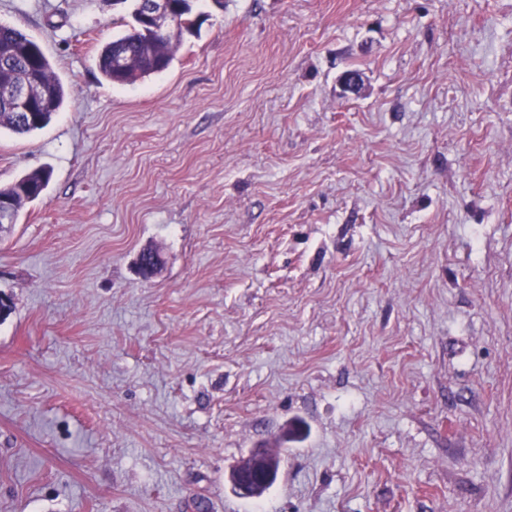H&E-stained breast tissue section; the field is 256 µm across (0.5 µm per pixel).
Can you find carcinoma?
Returning <instances> with one entry per match:
<instances>
[{"mask_svg":"<svg viewBox=\"0 0 512 512\" xmlns=\"http://www.w3.org/2000/svg\"><path fill=\"white\" fill-rule=\"evenodd\" d=\"M173 3L180 18L177 32L157 34L131 24L103 47L98 64L107 80L124 84L168 69L174 57V41L182 29L194 25L190 19V0ZM23 82L42 88L45 95L39 96V116L33 122L19 119L9 104L0 99V128L16 134H29L46 126L64 104L66 91L41 45L19 28L0 25V86ZM49 179L48 170L38 169L0 188V195L14 203L13 217H18L23 203L42 195Z\"/></svg>","mask_w":512,"mask_h":512,"instance_id":"cac0c4a2","label":"carcinoma"}]
</instances>
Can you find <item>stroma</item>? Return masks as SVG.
Here are the masks:
<instances>
[{"label": "stroma", "instance_id": "stroma-1", "mask_svg": "<svg viewBox=\"0 0 512 512\" xmlns=\"http://www.w3.org/2000/svg\"><path fill=\"white\" fill-rule=\"evenodd\" d=\"M132 11L0 0L66 90L0 131V185L51 171L0 234V512H512V0H193L115 86ZM173 3L180 18L175 34H157L132 23L123 34L103 47L98 64L107 80L124 84L168 69L174 57V41L180 37L183 28L189 29L194 25L190 19V0H173ZM177 15L173 11L172 0L138 1V22L154 31L161 32L175 26Z\"/></svg>", "mask_w": 512, "mask_h": 512}]
</instances>
